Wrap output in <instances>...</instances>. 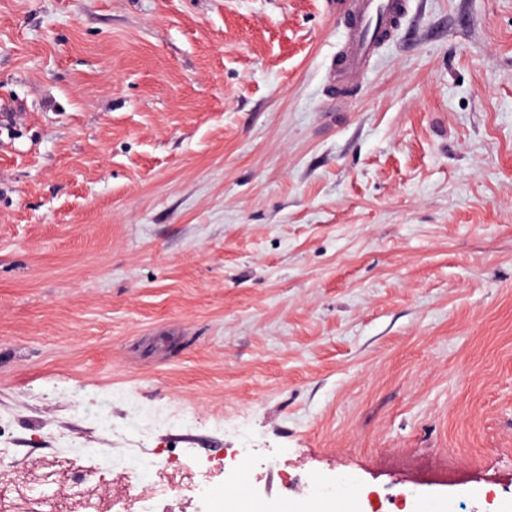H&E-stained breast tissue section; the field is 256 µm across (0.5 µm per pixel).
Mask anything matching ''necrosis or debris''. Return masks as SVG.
Returning <instances> with one entry per match:
<instances>
[{
    "mask_svg": "<svg viewBox=\"0 0 512 512\" xmlns=\"http://www.w3.org/2000/svg\"><path fill=\"white\" fill-rule=\"evenodd\" d=\"M84 465L69 459H44L37 475L8 462L0 451V512L25 506L27 512H178V503L203 493L214 481L210 468L168 459L151 461L146 470L113 465L110 471L131 474V489L95 493L92 484L108 469L99 465L94 450L83 453Z\"/></svg>",
    "mask_w": 512,
    "mask_h": 512,
    "instance_id": "1",
    "label": "necrosis or debris"
}]
</instances>
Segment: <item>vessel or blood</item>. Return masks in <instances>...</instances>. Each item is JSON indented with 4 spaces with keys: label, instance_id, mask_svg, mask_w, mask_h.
I'll use <instances>...</instances> for the list:
<instances>
[{
    "label": "vessel or blood",
    "instance_id": "vessel-or-blood-1",
    "mask_svg": "<svg viewBox=\"0 0 512 512\" xmlns=\"http://www.w3.org/2000/svg\"><path fill=\"white\" fill-rule=\"evenodd\" d=\"M410 9L411 0H344L343 39L327 71L332 92L361 86L379 49L395 37Z\"/></svg>",
    "mask_w": 512,
    "mask_h": 512
}]
</instances>
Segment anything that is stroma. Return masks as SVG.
Wrapping results in <instances>:
<instances>
[{
  "label": "stroma",
  "instance_id": "35a3bbf8",
  "mask_svg": "<svg viewBox=\"0 0 512 512\" xmlns=\"http://www.w3.org/2000/svg\"><path fill=\"white\" fill-rule=\"evenodd\" d=\"M332 2L0 0L18 465L145 447L266 512L345 473L352 512H512V0H412L334 116Z\"/></svg>",
  "mask_w": 512,
  "mask_h": 512
}]
</instances>
